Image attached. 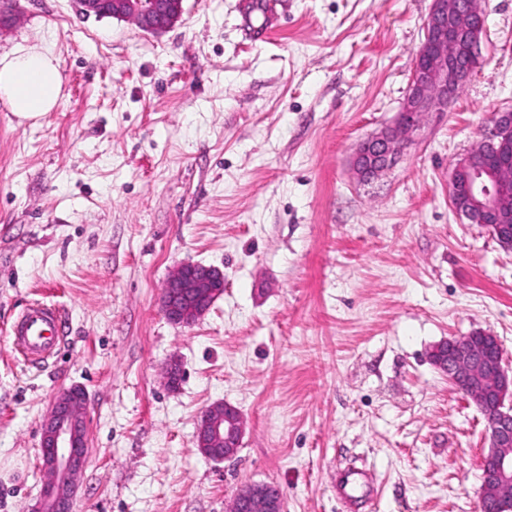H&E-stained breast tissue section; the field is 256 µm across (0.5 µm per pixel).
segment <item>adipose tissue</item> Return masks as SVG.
I'll return each mask as SVG.
<instances>
[{
    "label": "adipose tissue",
    "instance_id": "adipose-tissue-1",
    "mask_svg": "<svg viewBox=\"0 0 512 512\" xmlns=\"http://www.w3.org/2000/svg\"><path fill=\"white\" fill-rule=\"evenodd\" d=\"M62 76L57 59L38 47H21L0 56V101L21 119H36L54 109Z\"/></svg>",
    "mask_w": 512,
    "mask_h": 512
}]
</instances>
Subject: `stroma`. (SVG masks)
Here are the masks:
<instances>
[{
    "instance_id": "1",
    "label": "stroma",
    "mask_w": 512,
    "mask_h": 512,
    "mask_svg": "<svg viewBox=\"0 0 512 512\" xmlns=\"http://www.w3.org/2000/svg\"><path fill=\"white\" fill-rule=\"evenodd\" d=\"M431 4L277 0L261 42L255 0H184L159 34L20 0L0 55L49 49L63 90L35 120L0 103V512L38 497L42 421L72 386L89 395L74 512H227L255 482L287 512H346L353 467L373 475L364 512H476L487 423L428 353L483 330L512 364V249L448 200L512 110V0H479L480 61L447 111L378 179L352 167L397 118ZM184 262L224 273L189 328L160 310ZM32 303L65 338L30 365L10 330ZM218 401L245 421L222 462L195 442Z\"/></svg>"
}]
</instances>
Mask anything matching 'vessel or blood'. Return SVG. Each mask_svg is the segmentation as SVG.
<instances>
[{
	"label": "vessel or blood",
	"instance_id": "b4317fda",
	"mask_svg": "<svg viewBox=\"0 0 512 512\" xmlns=\"http://www.w3.org/2000/svg\"><path fill=\"white\" fill-rule=\"evenodd\" d=\"M61 318L53 308L36 304L27 308L12 328L13 347L27 362L34 363L52 355L61 342ZM368 473L348 474L338 485L337 492L350 512H357L370 487Z\"/></svg>",
	"mask_w": 512,
	"mask_h": 512
}]
</instances>
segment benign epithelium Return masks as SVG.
<instances>
[{
  "label": "benign epithelium",
  "instance_id": "1",
  "mask_svg": "<svg viewBox=\"0 0 512 512\" xmlns=\"http://www.w3.org/2000/svg\"><path fill=\"white\" fill-rule=\"evenodd\" d=\"M18 0H0V30L16 19ZM85 16L131 20L141 30L160 33L173 27L183 13V0H77ZM485 16L478 0H432L425 38L417 54L409 90L396 122L364 139L356 148L353 169L370 181L392 167L429 112L448 111L479 64ZM512 133V110L496 113L485 138L455 166L449 184L454 212L472 224L489 228L500 244L512 242L499 233L512 225V167L491 165L500 157ZM224 293V272L200 263H182L166 278L161 308L172 322L191 326ZM431 364L465 394L479 411L494 405L488 448L480 459L481 492L478 512H512V368L498 336L479 331L446 339L429 352ZM88 406L78 386L62 391L45 416L40 465L44 482L29 512H72L76 476L87 457ZM244 418L240 410L220 401L201 415L196 446L207 458L235 457L242 445ZM228 512H285L281 492L268 483H253L231 500Z\"/></svg>",
  "mask_w": 512,
  "mask_h": 512
}]
</instances>
